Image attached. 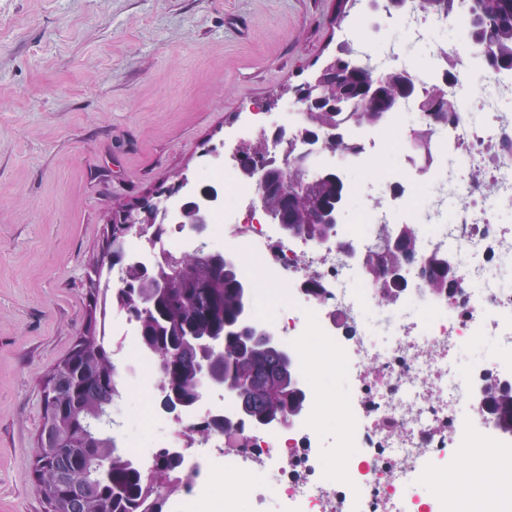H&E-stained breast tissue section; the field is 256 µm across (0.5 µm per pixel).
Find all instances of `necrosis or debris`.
Segmentation results:
<instances>
[{
  "label": "necrosis or debris",
  "mask_w": 512,
  "mask_h": 512,
  "mask_svg": "<svg viewBox=\"0 0 512 512\" xmlns=\"http://www.w3.org/2000/svg\"><path fill=\"white\" fill-rule=\"evenodd\" d=\"M416 3L405 0L378 29L357 11L342 32L375 75L408 72L422 93L441 90L454 106L432 130L425 171L413 161L412 132L425 115L412 98L378 125L348 127L355 154L326 149L316 157V166L339 172L345 207L363 231L337 225L324 247L266 223L261 186L241 173L236 151L268 125L298 135L292 107L250 109L225 133L222 159L190 177L191 187L211 184L234 196L212 211L222 231L207 245L232 254L249 285L276 302L275 318L260 325L303 369L304 412L283 427H241L234 404L207 387L189 411L163 413L136 320L112 313V357L128 371L123 390L149 394L140 414L113 406L112 436L141 466L173 448L191 471L187 483L164 492V512H214L219 476L225 498L245 512H486L512 484L498 463L448 472L449 453L512 448V435L492 427L478 406L484 389L512 384V76L487 68L472 42L473 0H455L449 14ZM390 154L397 165L381 166ZM407 231L416 260L401 269L393 303L380 306L378 278L341 244L377 251ZM184 248L170 225L160 237L135 233L126 244L129 258L150 262ZM438 258L454 264L455 281L443 294L425 274ZM482 339L494 343L495 356L461 363L458 351ZM335 377L347 382L339 395L327 388ZM425 470L433 481L422 496L414 487Z\"/></svg>",
  "instance_id": "necrosis-or-debris-1"
}]
</instances>
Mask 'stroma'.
Masks as SVG:
<instances>
[{"label":"stroma","instance_id":"obj_1","mask_svg":"<svg viewBox=\"0 0 512 512\" xmlns=\"http://www.w3.org/2000/svg\"><path fill=\"white\" fill-rule=\"evenodd\" d=\"M336 0H0V512H48L33 444L89 323L115 203L162 200L245 109L291 101Z\"/></svg>","mask_w":512,"mask_h":512}]
</instances>
